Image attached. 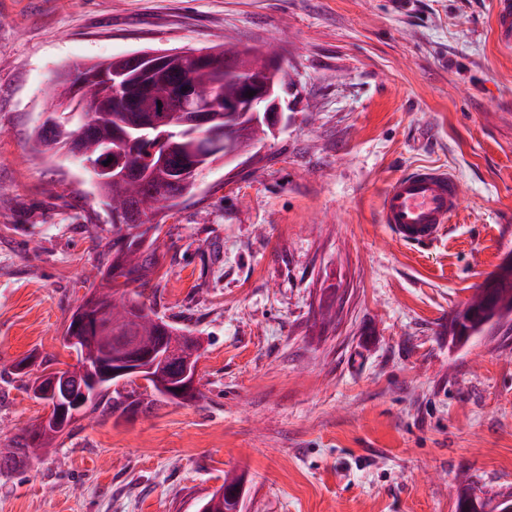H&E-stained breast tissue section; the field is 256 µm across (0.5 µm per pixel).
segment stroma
Instances as JSON below:
<instances>
[{
  "label": "stroma",
  "instance_id": "stroma-1",
  "mask_svg": "<svg viewBox=\"0 0 512 512\" xmlns=\"http://www.w3.org/2000/svg\"><path fill=\"white\" fill-rule=\"evenodd\" d=\"M494 0H0V448L45 409L13 365L61 336L111 255L81 162L31 132L65 69L223 42L277 53L288 124L158 221L144 300L200 337L194 401L77 419L0 466V512H196L246 476L241 512H455L466 476L512 491V319L448 332L512 254V52ZM453 174L462 205L422 247L381 222L391 182Z\"/></svg>",
  "mask_w": 512,
  "mask_h": 512
}]
</instances>
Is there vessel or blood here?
<instances>
[{
    "label": "vessel or blood",
    "mask_w": 512,
    "mask_h": 512,
    "mask_svg": "<svg viewBox=\"0 0 512 512\" xmlns=\"http://www.w3.org/2000/svg\"><path fill=\"white\" fill-rule=\"evenodd\" d=\"M497 39L512 48V0H497ZM460 190L456 179L439 169L419 168L393 181L382 203L381 221L397 239L424 245L437 238L457 212Z\"/></svg>",
    "instance_id": "1"
}]
</instances>
